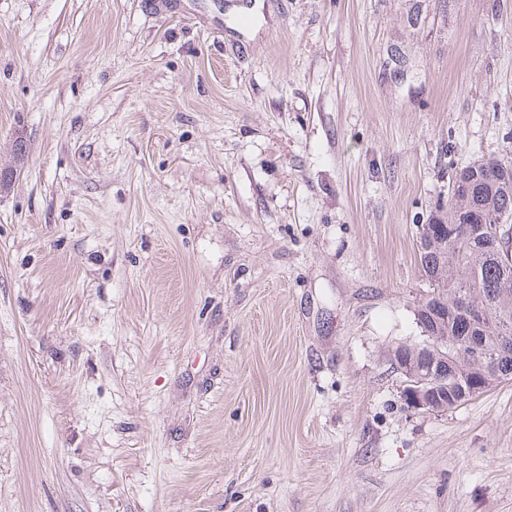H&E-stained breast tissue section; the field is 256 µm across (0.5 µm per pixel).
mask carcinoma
Returning a JSON list of instances; mask_svg holds the SVG:
<instances>
[{"mask_svg": "<svg viewBox=\"0 0 512 512\" xmlns=\"http://www.w3.org/2000/svg\"><path fill=\"white\" fill-rule=\"evenodd\" d=\"M469 181L466 200L436 211L423 225L417 244L420 272L433 293L418 306L417 321L422 332L436 330L447 338V349L442 355L426 352L420 344L394 350L396 359L424 372L443 373L456 391L461 383L512 380V324L506 327L499 320L503 311L512 312V285L506 288L503 283L504 276L512 278V259L494 246L492 233L498 216L512 215V160L489 159ZM460 288L487 313L480 337L492 357L483 362L456 353V346L471 333L468 319H439V312L454 305Z\"/></svg>", "mask_w": 512, "mask_h": 512, "instance_id": "cac0c4a2", "label": "carcinoma"}]
</instances>
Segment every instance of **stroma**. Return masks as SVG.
I'll use <instances>...</instances> for the list:
<instances>
[{
	"instance_id": "obj_1",
	"label": "stroma",
	"mask_w": 512,
	"mask_h": 512,
	"mask_svg": "<svg viewBox=\"0 0 512 512\" xmlns=\"http://www.w3.org/2000/svg\"><path fill=\"white\" fill-rule=\"evenodd\" d=\"M492 157L512 0H0V512H512L393 358ZM434 384H426L423 381L407 388V396L410 406L417 409H428L431 407L434 393L436 390Z\"/></svg>"
}]
</instances>
